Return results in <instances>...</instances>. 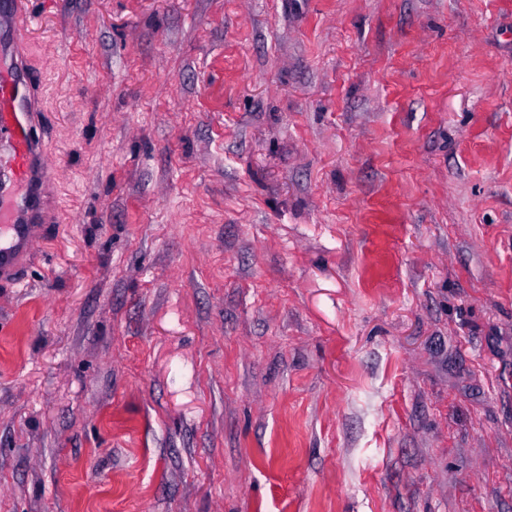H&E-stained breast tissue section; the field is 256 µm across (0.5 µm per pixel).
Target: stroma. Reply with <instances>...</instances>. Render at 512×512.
I'll return each mask as SVG.
<instances>
[{"label": "stroma", "instance_id": "1", "mask_svg": "<svg viewBox=\"0 0 512 512\" xmlns=\"http://www.w3.org/2000/svg\"><path fill=\"white\" fill-rule=\"evenodd\" d=\"M26 21L0 512H512V0Z\"/></svg>", "mask_w": 512, "mask_h": 512}]
</instances>
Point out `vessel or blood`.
Wrapping results in <instances>:
<instances>
[{
  "label": "vessel or blood",
  "instance_id": "vessel-or-blood-1",
  "mask_svg": "<svg viewBox=\"0 0 512 512\" xmlns=\"http://www.w3.org/2000/svg\"><path fill=\"white\" fill-rule=\"evenodd\" d=\"M24 0H0V44L10 59L0 71V280L17 281L34 244L42 236L48 206L50 162L34 130L40 86L22 57Z\"/></svg>",
  "mask_w": 512,
  "mask_h": 512
}]
</instances>
